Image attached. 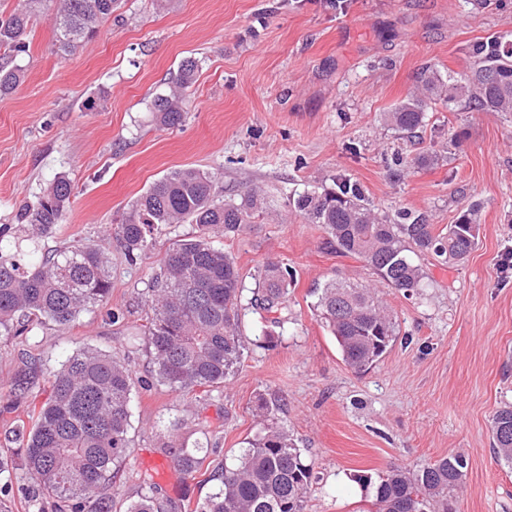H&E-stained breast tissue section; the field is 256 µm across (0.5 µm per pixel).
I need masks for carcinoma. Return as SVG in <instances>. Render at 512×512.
I'll return each instance as SVG.
<instances>
[{"instance_id": "carcinoma-1", "label": "carcinoma", "mask_w": 512, "mask_h": 512, "mask_svg": "<svg viewBox=\"0 0 512 512\" xmlns=\"http://www.w3.org/2000/svg\"><path fill=\"white\" fill-rule=\"evenodd\" d=\"M122 0H17L0 13V97L13 93L24 78L17 57L28 52V26L34 18L51 20L61 50L71 52L95 38L98 24L121 7ZM470 71L443 78L437 68L422 69L417 90L381 120L400 135L418 137L431 100L480 112H512V44L497 37L468 47ZM198 61H181L168 78L169 93L156 96L152 110L161 124L183 121L185 93L195 83ZM431 150L411 159L394 158L402 169L435 165ZM211 173L196 167L170 171L132 202L115 239L134 261L150 251L158 235L175 224H194L195 236L177 239L146 284L147 317L143 336L154 365L155 380L172 392L224 386L244 352L241 334L242 277L232 255L213 245L214 234L240 235L262 212L261 195L250 190L240 202H224L212 192ZM73 187L57 177L34 206L25 205L18 221L38 234L61 223ZM294 209L310 224L320 225L323 248L364 262L376 276L373 284L332 280L316 302L323 327L336 340L345 364L361 373L379 362L399 334L397 317L387 308L379 288L411 294L423 287L419 262L430 254L443 265L465 262L476 244L480 208L469 206L454 223L438 229L425 212L396 208L382 211L349 179L332 190H308L293 199ZM293 271L278 262L266 263L248 304L282 322ZM112 281L108 260L99 245L74 241L22 268L0 255V336L26 337L46 322L69 325L91 308L108 303ZM23 368L12 393L32 398L28 421L18 425L14 442L23 449L20 479L35 485L28 512H45L51 499L59 512H112L107 490L112 475L130 452L128 431L133 393L139 386L121 359L93 347L67 355L51 372L48 386L38 383L32 360ZM278 406L262 400L256 407L260 429L235 462L217 474L218 490L195 505L193 512H304L313 480L290 431L277 417ZM493 448L512 469V405L491 419ZM168 453L175 467L193 477L206 454L182 439ZM468 461L462 454L429 463L415 472L391 466L377 481L365 474L353 478L372 490L375 512H458ZM144 492L121 504V512H169L152 480Z\"/></svg>"}]
</instances>
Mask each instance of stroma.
<instances>
[{
    "label": "stroma",
    "mask_w": 512,
    "mask_h": 512,
    "mask_svg": "<svg viewBox=\"0 0 512 512\" xmlns=\"http://www.w3.org/2000/svg\"><path fill=\"white\" fill-rule=\"evenodd\" d=\"M512 40V0H125L96 38L70 55L58 49L48 17L34 20L23 82L0 97V254L30 264L74 240L109 257L112 308L84 312L72 325L48 324L32 339L0 337V456L20 469L17 445L4 436L26 419L29 398L9 395L22 358L43 373L93 346L149 380L150 356L139 331L140 294L173 240L195 235L180 224L154 249L128 262L112 238L129 205L181 167L213 177L214 193L240 200L260 188L265 212L238 237L217 236L246 291L269 261L294 273L288 319L271 326L263 312L242 313V360L218 392L179 395L151 383L132 405L131 452L112 481L114 500H133L151 476L172 501L204 499L216 480L183 479L167 447L170 431L210 451V468L233 463L259 429L258 399L279 405L313 466L305 512H372L354 482L390 466L410 470L452 454L469 462L460 512H512V469L492 449L493 414L512 403V278L500 263L512 252V112H475L438 101L413 141L380 119L413 90L423 67L466 72L468 46ZM196 58L195 84L180 126L151 110L170 72ZM460 148L438 164L393 176L394 151L412 157ZM67 176L70 205L53 233L36 237L18 223L48 183ZM347 177L383 210L407 207L448 225L472 203L481 206L477 243L464 264L425 257L417 294L384 289L400 333L384 357L358 374L342 360L316 315L329 280L367 284L353 257L322 250L325 232L294 211L304 190Z\"/></svg>",
    "instance_id": "35a3bbf8"
}]
</instances>
